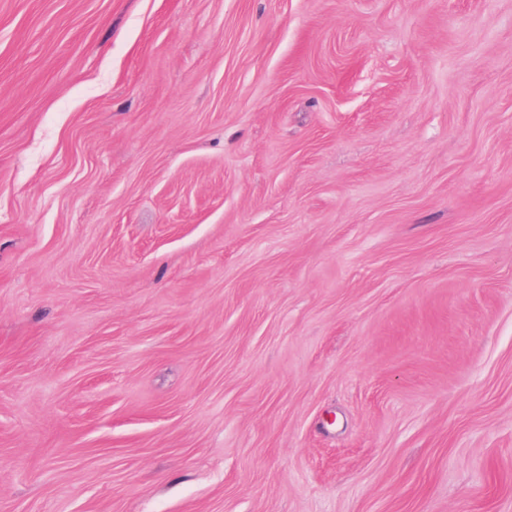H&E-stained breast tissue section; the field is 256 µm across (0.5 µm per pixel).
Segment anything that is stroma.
<instances>
[{"mask_svg":"<svg viewBox=\"0 0 512 512\" xmlns=\"http://www.w3.org/2000/svg\"><path fill=\"white\" fill-rule=\"evenodd\" d=\"M0 512H512V0H0Z\"/></svg>","mask_w":512,"mask_h":512,"instance_id":"obj_1","label":"stroma"}]
</instances>
